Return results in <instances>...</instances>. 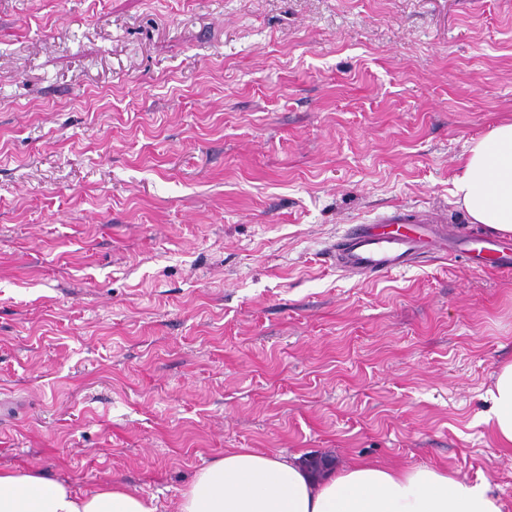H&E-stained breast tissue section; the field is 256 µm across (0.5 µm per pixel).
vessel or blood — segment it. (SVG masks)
<instances>
[{
	"label": "vessel or blood",
	"instance_id": "b4317fda",
	"mask_svg": "<svg viewBox=\"0 0 512 512\" xmlns=\"http://www.w3.org/2000/svg\"><path fill=\"white\" fill-rule=\"evenodd\" d=\"M483 245L470 249L463 238L448 239L428 214L396 209L369 224H360L336 245L334 264L341 273L376 277L415 263L430 249L465 254L471 269H512V243L483 237Z\"/></svg>",
	"mask_w": 512,
	"mask_h": 512
}]
</instances>
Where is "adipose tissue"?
<instances>
[{
  "mask_svg": "<svg viewBox=\"0 0 512 512\" xmlns=\"http://www.w3.org/2000/svg\"><path fill=\"white\" fill-rule=\"evenodd\" d=\"M453 194L473 223L512 233V123L472 140ZM488 419L512 448V363L503 365ZM0 512H157L154 501L120 486L88 495L38 472L0 469ZM176 512H502L489 482L446 473L359 464L322 481L292 459L241 448L200 468Z\"/></svg>",
  "mask_w": 512,
  "mask_h": 512,
  "instance_id": "obj_1",
  "label": "adipose tissue"
}]
</instances>
